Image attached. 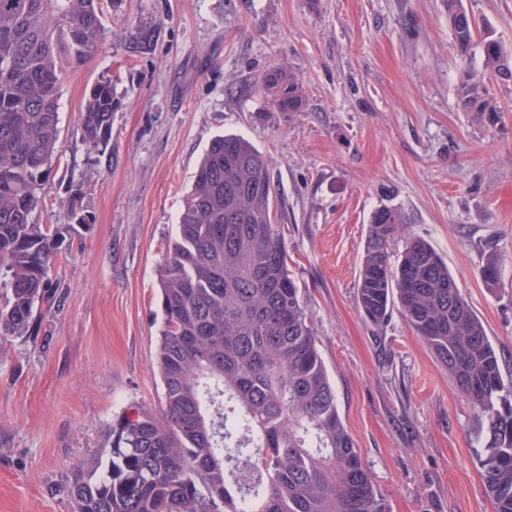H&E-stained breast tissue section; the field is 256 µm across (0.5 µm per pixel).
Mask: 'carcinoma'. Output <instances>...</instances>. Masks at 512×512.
<instances>
[{
	"instance_id": "cac0c4a2",
	"label": "carcinoma",
	"mask_w": 512,
	"mask_h": 512,
	"mask_svg": "<svg viewBox=\"0 0 512 512\" xmlns=\"http://www.w3.org/2000/svg\"><path fill=\"white\" fill-rule=\"evenodd\" d=\"M462 58L477 27L460 0H446ZM102 0H0V338H29L48 293L56 249L75 224L35 214L55 156L64 62L101 48ZM483 71L464 69L458 95L471 112H494L484 77L512 80V48L481 35ZM283 112L303 106L299 87L266 79ZM110 79L97 81L80 113L87 149L107 152ZM266 157L236 135L214 138L183 199L177 233L160 263L156 364L161 407L112 422L107 452L77 463L68 479L74 512H385L340 417L317 336L288 271L274 224ZM404 213L375 210L358 278V302L380 324L397 306L478 408L489 434L478 454L496 512H512V381L448 266L426 241L391 244ZM500 260L481 274L493 285Z\"/></svg>"
}]
</instances>
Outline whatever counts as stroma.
<instances>
[{"label":"stroma","mask_w":512,"mask_h":512,"mask_svg":"<svg viewBox=\"0 0 512 512\" xmlns=\"http://www.w3.org/2000/svg\"><path fill=\"white\" fill-rule=\"evenodd\" d=\"M512 46V0H462ZM102 50L70 62L40 224L94 217L58 249L35 335L0 341V512H72L71 468L108 446L113 419L157 408L158 269L184 195L219 134L266 155L276 227L304 294L340 417L386 512H495L477 413L399 310L360 309L369 219L408 216L456 279L512 377V81L486 79L491 112L463 107L464 67L446 0H119ZM153 30L136 48L137 27ZM281 72L303 107L262 84ZM121 99L111 148L78 130L91 87ZM503 260L488 286L489 255Z\"/></svg>","instance_id":"stroma-1"}]
</instances>
